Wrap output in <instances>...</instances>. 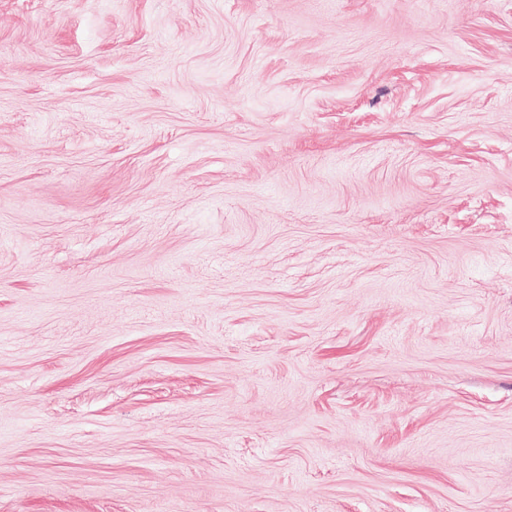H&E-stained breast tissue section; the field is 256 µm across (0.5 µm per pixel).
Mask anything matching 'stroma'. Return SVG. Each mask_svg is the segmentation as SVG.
Masks as SVG:
<instances>
[{
	"label": "stroma",
	"instance_id": "1",
	"mask_svg": "<svg viewBox=\"0 0 512 512\" xmlns=\"http://www.w3.org/2000/svg\"><path fill=\"white\" fill-rule=\"evenodd\" d=\"M0 512H512V0H0Z\"/></svg>",
	"mask_w": 512,
	"mask_h": 512
}]
</instances>
